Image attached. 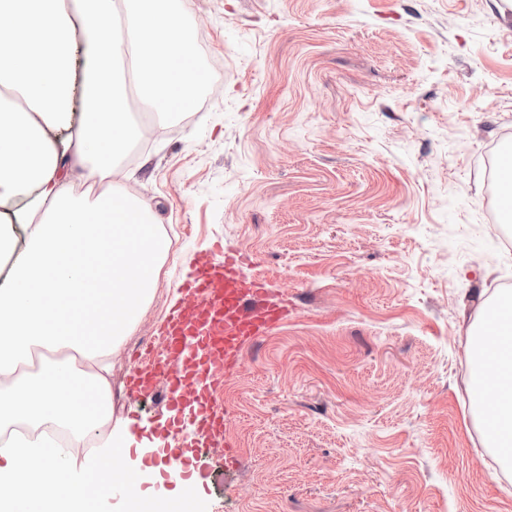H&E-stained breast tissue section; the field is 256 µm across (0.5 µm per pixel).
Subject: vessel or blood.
I'll return each instance as SVG.
<instances>
[{
  "mask_svg": "<svg viewBox=\"0 0 512 512\" xmlns=\"http://www.w3.org/2000/svg\"><path fill=\"white\" fill-rule=\"evenodd\" d=\"M185 292L162 332L163 354L135 370L130 383L141 393L160 381L168 395L189 397L194 440L204 448L224 429L212 379L236 371L243 349L287 318L288 302L272 300L264 278L245 273L238 252L220 247L198 261Z\"/></svg>",
  "mask_w": 512,
  "mask_h": 512,
  "instance_id": "vessel-or-blood-1",
  "label": "vessel or blood"
}]
</instances>
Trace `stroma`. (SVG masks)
I'll return each mask as SVG.
<instances>
[{"instance_id": "1", "label": "stroma", "mask_w": 512, "mask_h": 512, "mask_svg": "<svg viewBox=\"0 0 512 512\" xmlns=\"http://www.w3.org/2000/svg\"><path fill=\"white\" fill-rule=\"evenodd\" d=\"M184 19L214 77L142 117L158 133L119 165L168 243L112 356L113 414L141 416L127 465L190 451L127 382L219 242L291 314L211 385L226 416L187 463L196 512H512L465 348L512 289V249L476 222L512 144V0H187Z\"/></svg>"}]
</instances>
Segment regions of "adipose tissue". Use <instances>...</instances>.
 <instances>
[{
  "instance_id": "1",
  "label": "adipose tissue",
  "mask_w": 512,
  "mask_h": 512,
  "mask_svg": "<svg viewBox=\"0 0 512 512\" xmlns=\"http://www.w3.org/2000/svg\"><path fill=\"white\" fill-rule=\"evenodd\" d=\"M0 0V205L22 225L0 276V512H98L120 486L130 512H192L189 496H144L150 471L124 466L130 435L112 425V355L151 301L168 245L152 207L115 181L114 159L146 111H186L207 80L180 5L152 0ZM84 38H77V31ZM81 170L102 185L68 192ZM473 396L502 469L512 472V290L467 333ZM99 449L75 472L74 449ZM52 495H45L46 485Z\"/></svg>"
}]
</instances>
